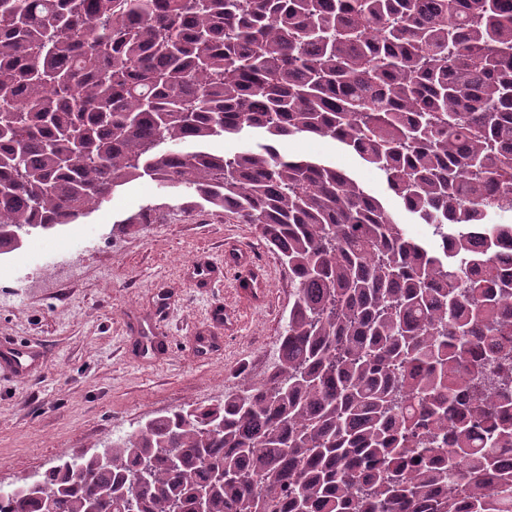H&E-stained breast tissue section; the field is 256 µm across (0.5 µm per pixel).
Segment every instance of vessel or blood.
I'll list each match as a JSON object with an SVG mask.
<instances>
[{
  "instance_id": "obj_1",
  "label": "vessel or blood",
  "mask_w": 512,
  "mask_h": 512,
  "mask_svg": "<svg viewBox=\"0 0 512 512\" xmlns=\"http://www.w3.org/2000/svg\"><path fill=\"white\" fill-rule=\"evenodd\" d=\"M234 272L235 286L242 299L258 303L265 288V277L243 253L234 249L224 252L222 261L199 260L194 265L195 287L208 288L221 281L225 272ZM39 363V352L30 344L4 343L0 345V377L15 378L35 372Z\"/></svg>"
}]
</instances>
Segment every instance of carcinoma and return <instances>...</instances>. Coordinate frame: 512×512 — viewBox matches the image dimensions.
<instances>
[{
  "mask_svg": "<svg viewBox=\"0 0 512 512\" xmlns=\"http://www.w3.org/2000/svg\"><path fill=\"white\" fill-rule=\"evenodd\" d=\"M144 176L287 265L277 362L0 512H512V273L476 249L512 235V0H0V253ZM284 154L300 155L306 157L327 158L336 163V167L353 172L367 187L382 190L381 176L377 170L363 165L357 155L342 148L339 143L331 139L296 137L285 140L280 144Z\"/></svg>",
  "mask_w": 512,
  "mask_h": 512,
  "instance_id": "1",
  "label": "carcinoma"
}]
</instances>
